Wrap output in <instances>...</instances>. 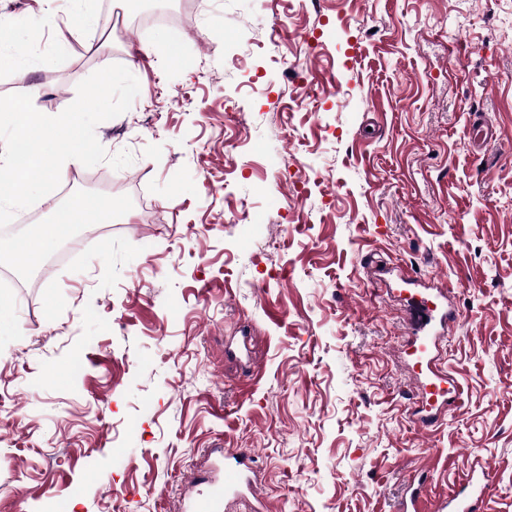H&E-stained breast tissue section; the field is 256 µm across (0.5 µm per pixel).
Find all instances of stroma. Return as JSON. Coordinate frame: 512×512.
Wrapping results in <instances>:
<instances>
[{
	"label": "stroma",
	"instance_id": "35a3bbf8",
	"mask_svg": "<svg viewBox=\"0 0 512 512\" xmlns=\"http://www.w3.org/2000/svg\"><path fill=\"white\" fill-rule=\"evenodd\" d=\"M127 10L53 13L69 57L30 67L48 116L106 59L143 95L95 129L130 166H69L0 229V512H183L217 448L267 512H400L417 467L443 493L477 459L512 512V0H207L178 69ZM102 186L108 234L15 260ZM380 265L461 314L432 428ZM56 238V224H41L35 226L28 239V249L24 251L23 257L17 253V260L21 264H33L37 258L44 254L46 247Z\"/></svg>",
	"mask_w": 512,
	"mask_h": 512
}]
</instances>
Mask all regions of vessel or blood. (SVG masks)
Listing matches in <instances>:
<instances>
[{
  "label": "vessel or blood",
  "instance_id": "1",
  "mask_svg": "<svg viewBox=\"0 0 512 512\" xmlns=\"http://www.w3.org/2000/svg\"><path fill=\"white\" fill-rule=\"evenodd\" d=\"M403 282L414 289L406 329L408 352L415 358L419 380V400L411 406L410 415L420 427L430 428L441 415L464 402L462 387L438 361L439 346L446 341L450 326L458 322L459 310L444 289L423 284L410 274ZM224 454L234 458V466L225 469L223 480L210 481L206 493L192 501L188 512H223L228 500L257 495L252 455L230 448ZM489 477L485 463H472L448 494L436 498L426 492L425 478H418L409 483L401 512H487Z\"/></svg>",
  "mask_w": 512,
  "mask_h": 512
}]
</instances>
